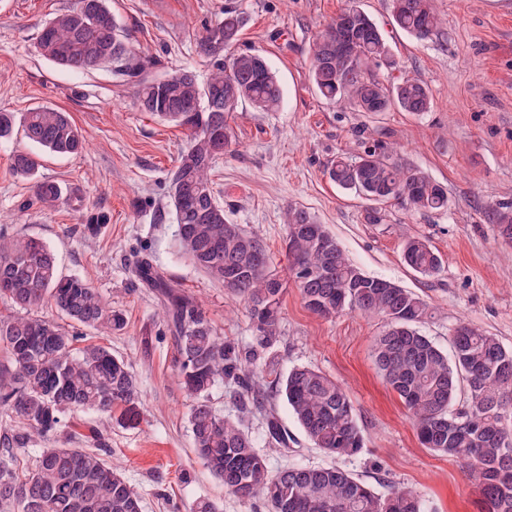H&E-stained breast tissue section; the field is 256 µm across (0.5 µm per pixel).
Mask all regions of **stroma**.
Masks as SVG:
<instances>
[{"label":"stroma","instance_id":"stroma-1","mask_svg":"<svg viewBox=\"0 0 512 512\" xmlns=\"http://www.w3.org/2000/svg\"><path fill=\"white\" fill-rule=\"evenodd\" d=\"M75 0H0V110L22 113L46 105L68 112L86 143L82 153H42V178L59 185L62 201L46 208L31 182L11 169L13 152L29 150L22 132L0 143V227L41 239L63 274L89 280L126 325L103 340L132 366L145 406L138 429L89 412L65 420L38 448H94L142 497V512H189L199 499L219 512H267L263 500L227 493L193 447L190 400L175 372V349L151 289L133 286L130 269L141 252L196 298L218 335L248 344L253 334L243 301L197 271L175 245L176 220L168 174L186 144L182 128L140 111L134 90L111 67L85 73L37 55L39 27ZM356 5L384 30L400 76L432 95L428 112L370 114L321 99L310 80L313 43L346 6ZM136 48L156 57L154 78L184 70L206 81L211 65L197 52L205 23L225 8L242 13L240 39L228 54L265 57L283 89L281 107L259 112L239 105L233 141L211 172L232 223L264 238L274 266L285 270V216L292 206L311 213L364 273L408 288L433 315L423 334L448 349L459 321L512 348V246L486 217L490 203L512 202V0H432L441 19L436 35L419 41L393 27L391 0H108ZM381 140L401 160L448 191L447 209L412 212L397 202L377 206L329 176L339 153ZM378 221H370V210ZM96 232H89V225ZM422 237L443 260L428 277L407 267L405 239ZM381 318L349 313L333 320L307 310L297 289L283 298L280 340L284 368L308 366L335 378L357 409L364 447L352 458L326 455L307 439L287 403L272 399L293 436L289 449L261 444L270 470L292 465L335 466L381 494L409 486L431 512H479L471 482L457 461L424 448L397 395L380 376L372 341Z\"/></svg>","mask_w":512,"mask_h":512}]
</instances>
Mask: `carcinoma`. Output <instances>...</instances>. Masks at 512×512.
<instances>
[{
    "mask_svg": "<svg viewBox=\"0 0 512 512\" xmlns=\"http://www.w3.org/2000/svg\"><path fill=\"white\" fill-rule=\"evenodd\" d=\"M391 22L423 41L440 19L431 0H392ZM243 17L233 9L204 26L198 54L211 63L206 83L190 70L163 88L148 71L155 60L137 51L107 6V0H75L45 22L35 49L63 68L89 72L104 64L135 88L138 109L187 130V145L169 175L179 251L198 270L247 302L253 345L242 349L216 334L202 306L167 279L151 254L143 253L132 281L163 301L166 327L176 350V373L194 397L190 426L194 447L224 489L243 501L261 498L268 512H428L425 499L408 487L380 495L352 473L335 467L289 466L271 475L267 459L239 420L224 417L208 400L218 382L233 385L241 412L265 407L267 393L281 395L308 440L323 452L352 457L364 448L356 409L335 379L306 366L282 373L267 353L279 342L283 296L292 285L313 314L333 319L345 313L377 315L383 330L373 356L386 383L410 414L425 448L459 461L479 497L482 512H512V349L471 324L451 329L447 357L418 324L431 316L418 294L349 262L336 238L305 209L292 207L286 221L288 273L270 262L263 238L229 222L217 200L210 171L232 143L237 106L278 110L282 89L266 60L240 52L224 59L238 41ZM381 27L357 8L343 9L317 38L310 68L316 93L329 103L358 112L398 108L419 114L431 107L430 90L402 78L385 85L373 69L394 70ZM232 100L235 107L225 103ZM20 126L38 148L59 155L83 150L84 136L69 115L37 106L16 116L0 111V140ZM17 176L33 183L36 199L53 206L59 186L38 178L39 155H12ZM330 178L376 203L396 200L416 211L448 207V193L417 167L400 162L382 141L356 158L336 157ZM489 223L512 246V202L488 206ZM413 271L434 275L440 255L419 237L402 247ZM0 300L24 311L0 315V512H142L140 494L98 453L83 448H39L29 467L20 461L28 444L54 432L66 414L97 411L126 428L143 419V405L130 365L104 345L53 319L33 316L54 307L71 323L101 334L121 331L124 314L107 306L84 278L64 275L39 239L0 230ZM465 381L461 406L458 384ZM265 437L272 448H289L288 431L269 410Z\"/></svg>",
    "mask_w": 512,
    "mask_h": 512,
    "instance_id": "cac0c4a2",
    "label": "carcinoma"
}]
</instances>
